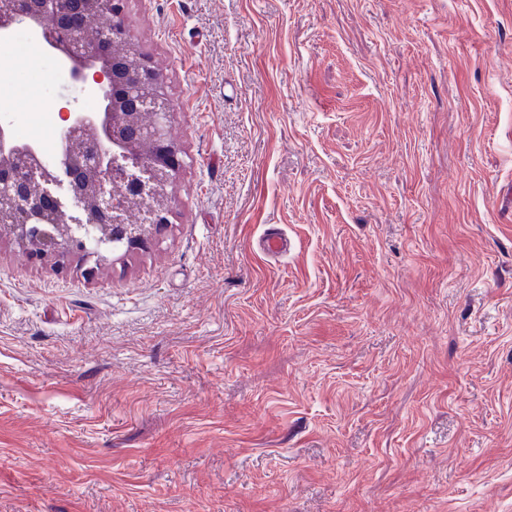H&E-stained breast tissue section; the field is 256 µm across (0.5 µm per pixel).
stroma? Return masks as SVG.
I'll list each match as a JSON object with an SVG mask.
<instances>
[{
  "label": "stroma",
  "instance_id": "1",
  "mask_svg": "<svg viewBox=\"0 0 512 512\" xmlns=\"http://www.w3.org/2000/svg\"><path fill=\"white\" fill-rule=\"evenodd\" d=\"M126 13L185 167L95 275L0 243V512H512V0ZM63 104L0 44L15 130Z\"/></svg>",
  "mask_w": 512,
  "mask_h": 512
}]
</instances>
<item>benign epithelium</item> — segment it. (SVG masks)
Segmentation results:
<instances>
[{"instance_id":"1","label":"benign epithelium","mask_w":512,"mask_h":512,"mask_svg":"<svg viewBox=\"0 0 512 512\" xmlns=\"http://www.w3.org/2000/svg\"><path fill=\"white\" fill-rule=\"evenodd\" d=\"M101 0H0V38L26 28L72 80L99 99L60 115L48 158L0 118V242L33 257L94 261L143 249L170 224L167 188L185 166L169 135L173 117L153 60L132 42L125 0L105 26L88 24Z\"/></svg>"}]
</instances>
